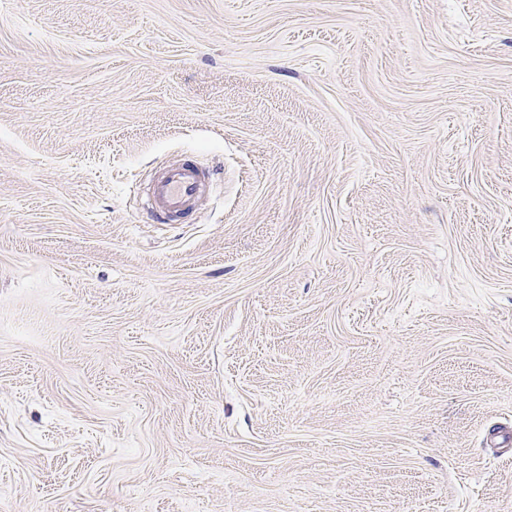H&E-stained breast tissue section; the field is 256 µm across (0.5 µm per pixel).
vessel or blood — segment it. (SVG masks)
<instances>
[{"instance_id":"b4317fda","label":"vessel or blood","mask_w":512,"mask_h":512,"mask_svg":"<svg viewBox=\"0 0 512 512\" xmlns=\"http://www.w3.org/2000/svg\"><path fill=\"white\" fill-rule=\"evenodd\" d=\"M215 176L192 158L168 163L154 180L149 201L158 217L174 221L193 214L196 202L210 193Z\"/></svg>"}]
</instances>
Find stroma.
I'll return each mask as SVG.
<instances>
[{
  "instance_id": "stroma-1",
  "label": "stroma",
  "mask_w": 512,
  "mask_h": 512,
  "mask_svg": "<svg viewBox=\"0 0 512 512\" xmlns=\"http://www.w3.org/2000/svg\"><path fill=\"white\" fill-rule=\"evenodd\" d=\"M502 427L512 0H0V512H512ZM216 173L187 156L168 163L154 180L149 201L163 221L194 213L195 203L213 190Z\"/></svg>"
}]
</instances>
